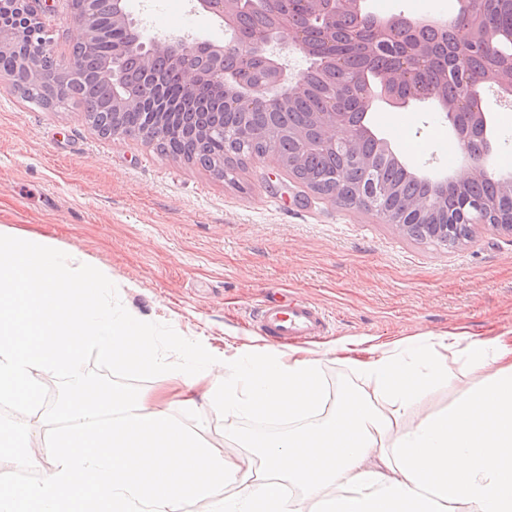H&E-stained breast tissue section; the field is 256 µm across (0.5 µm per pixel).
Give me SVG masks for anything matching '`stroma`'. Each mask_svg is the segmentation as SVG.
<instances>
[{
	"label": "stroma",
	"instance_id": "1",
	"mask_svg": "<svg viewBox=\"0 0 512 512\" xmlns=\"http://www.w3.org/2000/svg\"><path fill=\"white\" fill-rule=\"evenodd\" d=\"M156 32L224 37L208 17L185 26L172 4L151 13ZM397 125L378 128L413 168H462L464 161L436 111L396 109ZM406 130L418 144L398 140ZM22 239L43 236L112 275V303L141 316L159 335L210 337L234 352L263 344L253 321L258 303L288 294L325 309L328 333L302 341L320 360L326 395L355 384L326 352L337 343L368 344L428 331L490 336L512 330V239L485 231L440 246L403 235L373 211L346 206L302 187L275 156L247 162L225 177L160 154L129 136L90 127L79 103L44 109L21 98L0 72V225ZM447 383L423 410L448 407L478 383L462 348L448 350ZM85 377L135 392L159 378L84 352ZM173 418L215 451L237 450L228 428L262 429L257 419L225 421L203 408Z\"/></svg>",
	"mask_w": 512,
	"mask_h": 512
}]
</instances>
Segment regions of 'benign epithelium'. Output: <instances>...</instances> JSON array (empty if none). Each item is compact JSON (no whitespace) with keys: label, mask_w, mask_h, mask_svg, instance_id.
Listing matches in <instances>:
<instances>
[{"label":"benign epithelium","mask_w":512,"mask_h":512,"mask_svg":"<svg viewBox=\"0 0 512 512\" xmlns=\"http://www.w3.org/2000/svg\"><path fill=\"white\" fill-rule=\"evenodd\" d=\"M53 0H0V51L18 54L21 71L30 81L39 78L36 60L54 53L52 31L44 22L45 13ZM487 9L479 15L468 16V28L479 30V36L467 46V52L482 53L493 47L494 40L487 36L490 8L495 0H485ZM100 0H71L72 16L83 31L82 38L74 47L73 55L59 68L60 80L74 82L82 75L81 50L94 40L107 37L122 29L129 38L114 43L110 74L112 84H125V63L135 55L145 71H150L154 58L168 55L170 66L179 74L188 93L206 80H211L217 91L224 96V107L238 111L256 104H287L305 89L304 73L291 65L288 49L305 50V30L316 28L321 39L332 44L336 39V19L342 14L356 18L357 27L350 31L349 41L361 50L377 51L387 46L395 54L391 67L380 74L382 92L366 99V120L357 124L352 113L344 111L337 100L323 112L313 113L309 119L289 130V135L312 150L336 149L341 151L353 167L371 171L376 159L364 154L361 143L371 139L381 144L380 155L393 162L400 158L390 143L372 129L373 106L383 102L391 107L415 104L432 105L439 110L441 121L448 130L467 161L464 175L454 172L444 175L428 170L415 169L411 175L421 181L430 182L436 190L411 201L384 206L380 198L393 197L395 190L375 187L369 182L358 190V206L376 212L387 224L395 225L403 234L411 235L416 228L421 237L438 241L443 245L459 244L477 238L484 230L512 238V204L497 198L471 197L466 189L476 177L501 183L504 196L512 199V170L494 163L495 145L491 140V129L487 113L483 109V93L493 86L498 94L512 104V54L509 67L502 74L491 77L484 72L476 74L458 73L459 88L454 100H448L446 90L419 89L413 94H395L430 65V47L405 41L390 46L387 28L376 25L371 19L367 0H300L304 22L288 14V0H190L193 12H202L224 25L225 40L216 43L200 36L151 32L146 23L136 18L128 9L127 0H112V12L104 16L99 12ZM254 12H268L278 17L275 27H262L240 36L234 21ZM262 60L261 69L251 67L253 59ZM312 67L329 75L347 74L333 57L321 53L311 55ZM136 106L151 117L148 131L150 137H168L173 123L181 113L170 112L163 98L158 96L145 101L115 95L112 100V135H122L120 118L123 110ZM478 125L482 137V148L475 152L470 145L468 130L462 126L463 117ZM340 128L346 134L338 136ZM448 187L464 194L462 208L454 213L447 210L440 190Z\"/></svg>","instance_id":"1"}]
</instances>
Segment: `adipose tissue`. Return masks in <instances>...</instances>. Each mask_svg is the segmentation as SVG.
I'll use <instances>...</instances> for the list:
<instances>
[{
  "label": "adipose tissue",
  "mask_w": 512,
  "mask_h": 512,
  "mask_svg": "<svg viewBox=\"0 0 512 512\" xmlns=\"http://www.w3.org/2000/svg\"><path fill=\"white\" fill-rule=\"evenodd\" d=\"M112 277L62 253L53 239H18L0 225V447L42 480L0 490V512H512V336L464 350L482 382L448 408L419 416L447 382L457 333L430 331L375 344L343 361L356 377L322 405L319 360L302 349L255 346L227 356L174 336L180 364L134 314L113 307ZM159 375L133 393L91 387L82 354ZM44 366L68 377L59 425L23 419L42 405ZM283 424L256 435L228 430L252 462L215 452L177 424L170 406ZM43 438L41 453L34 439ZM300 497L288 495V486Z\"/></svg>",
  "instance_id": "ef3b65f1"
}]
</instances>
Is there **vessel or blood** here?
I'll list each match as a JSON object with an SVG mask.
<instances>
[{
  "mask_svg": "<svg viewBox=\"0 0 512 512\" xmlns=\"http://www.w3.org/2000/svg\"><path fill=\"white\" fill-rule=\"evenodd\" d=\"M255 322L265 336L284 347L322 336L327 326L325 312L307 299L264 302Z\"/></svg>",
  "mask_w": 512,
  "mask_h": 512,
  "instance_id": "b4317fda",
  "label": "vessel or blood"
}]
</instances>
